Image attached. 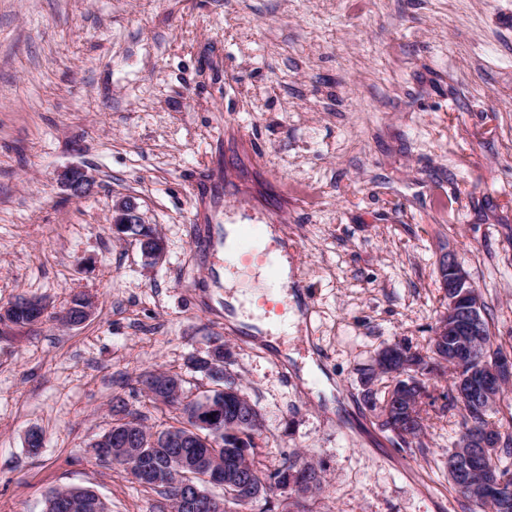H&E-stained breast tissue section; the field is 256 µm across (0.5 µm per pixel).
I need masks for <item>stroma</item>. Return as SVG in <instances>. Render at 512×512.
<instances>
[{
	"mask_svg": "<svg viewBox=\"0 0 512 512\" xmlns=\"http://www.w3.org/2000/svg\"><path fill=\"white\" fill-rule=\"evenodd\" d=\"M72 166L92 195L65 196ZM122 199L162 236L159 263L113 233ZM247 221L283 230L310 320L276 342L314 355L333 402L225 332L220 246ZM449 251L512 353V0H0V309L48 306L0 326V512H43L62 487L154 512L94 445L116 398L151 430L177 425L137 379L175 372L184 400L201 396L188 360L218 338L262 417L261 470L297 451L322 466L314 512H465L447 378L419 448L382 428L361 383L385 346L426 348ZM77 295L92 315L65 325ZM96 184L95 177L87 170L70 167L61 173L60 185L69 198H85L92 194Z\"/></svg>",
	"mask_w": 512,
	"mask_h": 512,
	"instance_id": "stroma-1",
	"label": "stroma"
}]
</instances>
